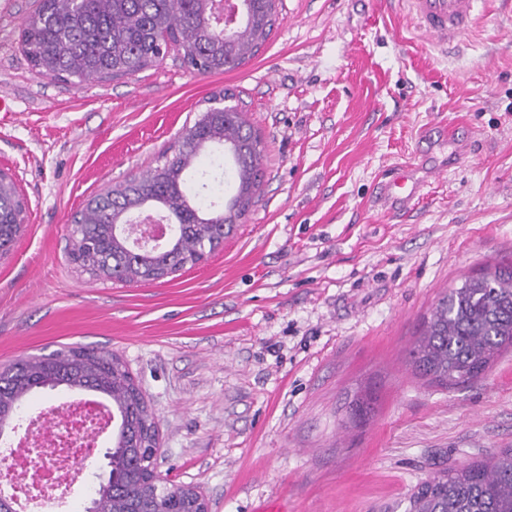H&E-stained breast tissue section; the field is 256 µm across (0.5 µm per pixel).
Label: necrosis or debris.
<instances>
[{
	"label": "necrosis or debris",
	"mask_w": 512,
	"mask_h": 512,
	"mask_svg": "<svg viewBox=\"0 0 512 512\" xmlns=\"http://www.w3.org/2000/svg\"><path fill=\"white\" fill-rule=\"evenodd\" d=\"M109 423L99 407L72 403L39 426H26L30 448L14 444L0 451V488L23 498L33 512H46L79 477Z\"/></svg>",
	"instance_id": "obj_1"
}]
</instances>
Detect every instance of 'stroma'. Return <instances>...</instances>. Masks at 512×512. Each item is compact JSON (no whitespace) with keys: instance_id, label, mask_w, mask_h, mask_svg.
I'll use <instances>...</instances> for the list:
<instances>
[{"instance_id":"stroma-1","label":"stroma","mask_w":512,"mask_h":512,"mask_svg":"<svg viewBox=\"0 0 512 512\" xmlns=\"http://www.w3.org/2000/svg\"><path fill=\"white\" fill-rule=\"evenodd\" d=\"M38 4L0 0V170L27 201L0 259V365L76 344L117 354L157 424L159 471L209 512H405L434 472L512 448V351L451 389L407 358L446 289L512 262V0H479L445 49L396 0H277L237 69L197 75L172 49L78 85L20 48ZM225 92L266 150L223 248L164 283L77 269L73 215L156 167ZM412 159L421 198L375 206ZM111 440L59 512H83Z\"/></svg>"}]
</instances>
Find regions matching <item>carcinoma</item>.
I'll list each match as a JSON object with an SVG mask.
<instances>
[{"label": "carcinoma", "mask_w": 512, "mask_h": 512, "mask_svg": "<svg viewBox=\"0 0 512 512\" xmlns=\"http://www.w3.org/2000/svg\"><path fill=\"white\" fill-rule=\"evenodd\" d=\"M209 0H41L23 21L21 46L53 78L80 81L133 76L161 61L172 46L200 75L244 65L263 47L276 22V0H247L236 31L224 34L209 18ZM215 148L234 166V192L205 209L188 187L200 157ZM264 142L236 105L214 98L146 174L93 196L72 220V260L91 276L120 283H161L224 245L250 212L263 178ZM143 209L176 226L160 250H136L111 225ZM24 198L0 173V256L23 226ZM512 349V265L465 278L439 297L408 351L424 377L444 387L480 378ZM94 390L112 401L119 420L107 451L112 479L84 512H192L197 494L158 480L151 444L157 426L124 362L114 353L69 347L18 359L0 369V422L18 417L41 390ZM406 512H512V448L477 462L435 472L410 496Z\"/></svg>", "instance_id": "obj_1"}]
</instances>
